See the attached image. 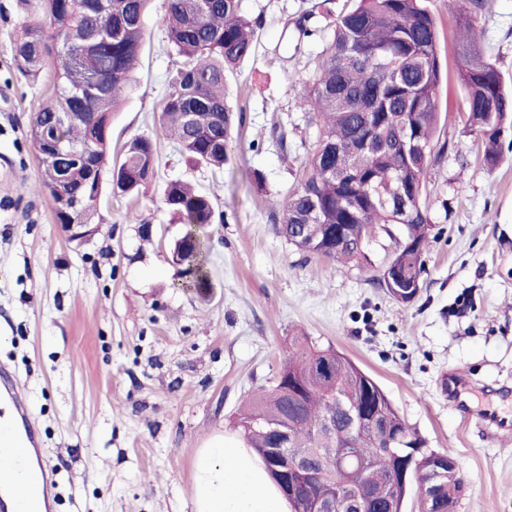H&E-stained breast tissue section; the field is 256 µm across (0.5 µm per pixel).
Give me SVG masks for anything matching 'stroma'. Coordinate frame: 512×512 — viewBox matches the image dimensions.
<instances>
[{
  "mask_svg": "<svg viewBox=\"0 0 512 512\" xmlns=\"http://www.w3.org/2000/svg\"><path fill=\"white\" fill-rule=\"evenodd\" d=\"M347 0H242L259 19L255 50L227 83L244 120L224 169L187 162L159 115L176 58L152 0L136 81L112 118V161L138 137L157 147L153 182L131 199L104 192L83 245L66 239L38 188L28 130L53 72L16 69L13 43L34 13L0 0V372L18 379L58 482L56 512H192V462L234 430L243 401L269 388L304 333L349 357L427 447L449 453L464 481L455 512H512V436L491 439L448 401L449 370L474 381L473 408L512 385V129L501 159L455 107L449 73L438 135L448 149L423 197L434 229L417 298L393 299L357 266L307 256L271 219L317 136L301 103L333 13ZM480 41L512 87V0H488ZM286 141H279V132ZM260 170L265 190L245 171ZM208 194L223 221L208 229L213 288L181 287L170 249L181 234L161 204L168 181ZM154 226L152 241L140 222Z\"/></svg>",
  "mask_w": 512,
  "mask_h": 512,
  "instance_id": "1",
  "label": "stroma"
}]
</instances>
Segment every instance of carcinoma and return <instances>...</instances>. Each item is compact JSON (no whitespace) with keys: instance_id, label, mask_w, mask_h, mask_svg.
<instances>
[{"instance_id":"obj_1","label":"carcinoma","mask_w":512,"mask_h":512,"mask_svg":"<svg viewBox=\"0 0 512 512\" xmlns=\"http://www.w3.org/2000/svg\"><path fill=\"white\" fill-rule=\"evenodd\" d=\"M149 2L37 0L39 16L14 42L15 63L27 77L35 79L50 61L59 62L55 89L31 121L30 136L41 150L57 116L80 113L67 124L60 150L41 159L40 191L55 202L61 186L82 202L81 214L56 211L58 224L95 223L106 173L128 197L138 196L155 177L156 147L145 137L133 140L123 159L105 170L110 140L104 125L112 124V112L135 82ZM487 4L465 0L453 43L459 112L484 143L486 165L494 166L505 126L512 123V90L478 41ZM162 24L180 66L161 123L190 161L222 169L236 119L227 77L252 55L260 21L242 13L241 0H166ZM443 79L440 34L425 0H356L343 10L303 98L311 102L319 133L297 186L273 215L277 233L286 238L291 225L305 224L307 236L296 250L353 263L381 283L365 252L367 233L375 227L389 235V225L401 224L403 236L391 257L399 269L390 275L416 271L408 244L429 240L432 223L421 197L435 156L447 148L435 140ZM163 204L184 224L182 238L189 241L178 270L182 285L206 294L213 288L203 255L205 228L215 220L213 202L177 180L166 185ZM324 355L333 362L334 378L322 381L309 368ZM348 409L359 420L353 430ZM275 426L292 432L288 461L319 473L316 484L296 493L292 512H312L324 488L346 496L372 492L376 512H404L413 484L418 512L458 502L457 473L439 481L432 503L425 499L433 450L408 458L414 483L401 481L396 453L420 440L418 433L350 358L307 336L294 338L270 389L251 398L235 423L266 465L275 446L269 428Z\"/></svg>"}]
</instances>
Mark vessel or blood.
<instances>
[{"mask_svg": "<svg viewBox=\"0 0 512 512\" xmlns=\"http://www.w3.org/2000/svg\"><path fill=\"white\" fill-rule=\"evenodd\" d=\"M472 386L470 377L455 372L448 377V397L460 411H468V394ZM493 438L512 433V418L488 408L475 416ZM33 460L27 479L10 485L0 495V512L9 508L36 504L39 512H52L55 483L52 471L42 454L32 428L31 415L20 382H0V467L15 471L19 462Z\"/></svg>", "mask_w": 512, "mask_h": 512, "instance_id": "obj_1", "label": "vessel or blood"}]
</instances>
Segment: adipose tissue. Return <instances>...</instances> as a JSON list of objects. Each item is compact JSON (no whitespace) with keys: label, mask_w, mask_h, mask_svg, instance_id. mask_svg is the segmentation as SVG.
<instances>
[{"label":"adipose tissue","mask_w":512,"mask_h":512,"mask_svg":"<svg viewBox=\"0 0 512 512\" xmlns=\"http://www.w3.org/2000/svg\"><path fill=\"white\" fill-rule=\"evenodd\" d=\"M193 510L290 512V504L252 449L218 437L195 456Z\"/></svg>","instance_id":"adipose-tissue-1"}]
</instances>
